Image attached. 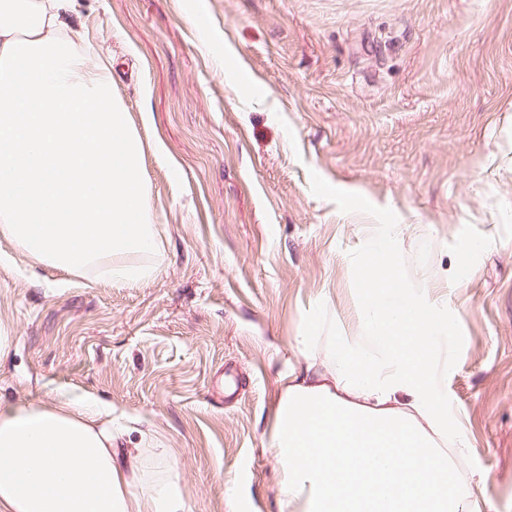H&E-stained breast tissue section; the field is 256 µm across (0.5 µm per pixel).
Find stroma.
Segmentation results:
<instances>
[{
	"instance_id": "35a3bbf8",
	"label": "stroma",
	"mask_w": 512,
	"mask_h": 512,
	"mask_svg": "<svg viewBox=\"0 0 512 512\" xmlns=\"http://www.w3.org/2000/svg\"><path fill=\"white\" fill-rule=\"evenodd\" d=\"M142 138L163 270L88 282L0 240V403L86 394L170 450L186 512H276L295 341L362 336L383 241L447 311L455 463L512 512V0H73Z\"/></svg>"
}]
</instances>
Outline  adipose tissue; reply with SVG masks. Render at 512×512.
<instances>
[{
  "instance_id": "obj_1",
  "label": "adipose tissue",
  "mask_w": 512,
  "mask_h": 512,
  "mask_svg": "<svg viewBox=\"0 0 512 512\" xmlns=\"http://www.w3.org/2000/svg\"><path fill=\"white\" fill-rule=\"evenodd\" d=\"M364 336H302L267 446L279 465L278 512H476L455 461L469 443L440 404L435 337L447 315L383 244L359 269ZM112 406H0V512H185L175 477L141 493L140 448L126 447Z\"/></svg>"
}]
</instances>
